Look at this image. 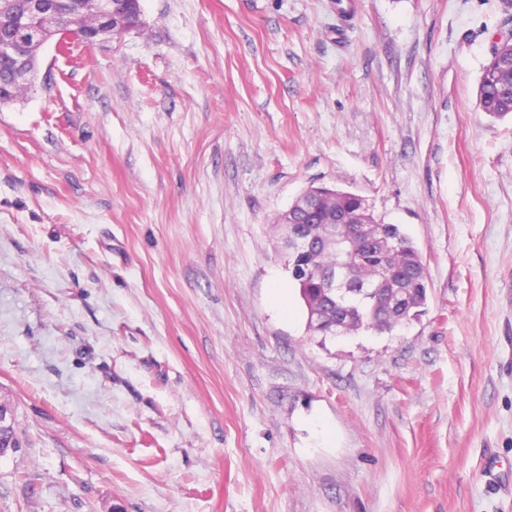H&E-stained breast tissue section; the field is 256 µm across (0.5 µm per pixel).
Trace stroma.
Listing matches in <instances>:
<instances>
[{
    "label": "stroma",
    "instance_id": "stroma-1",
    "mask_svg": "<svg viewBox=\"0 0 512 512\" xmlns=\"http://www.w3.org/2000/svg\"><path fill=\"white\" fill-rule=\"evenodd\" d=\"M141 4L0 109V512H512V8ZM312 184L410 236L422 315L307 334L273 224ZM478 105L488 116L512 118V36L495 42L491 57L483 70L478 89Z\"/></svg>",
    "mask_w": 512,
    "mask_h": 512
}]
</instances>
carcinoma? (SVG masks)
<instances>
[{"instance_id":"1","label":"carcinoma","mask_w":512,"mask_h":512,"mask_svg":"<svg viewBox=\"0 0 512 512\" xmlns=\"http://www.w3.org/2000/svg\"><path fill=\"white\" fill-rule=\"evenodd\" d=\"M126 21L144 25L141 0H125ZM478 105L488 116H512V36L495 42L483 70ZM362 200L338 188L310 187L288 210V223L304 227L310 247H294L285 239V266L307 311L323 321L322 336L336 335L333 323L349 320V332L361 329L388 333L404 322L403 311L420 313L427 300L423 256L397 224L379 222L370 208L364 216L376 235L356 238L343 250L351 223L360 220Z\"/></svg>"}]
</instances>
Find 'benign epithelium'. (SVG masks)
Segmentation results:
<instances>
[{
    "instance_id": "7a95c632",
    "label": "benign epithelium",
    "mask_w": 512,
    "mask_h": 512,
    "mask_svg": "<svg viewBox=\"0 0 512 512\" xmlns=\"http://www.w3.org/2000/svg\"><path fill=\"white\" fill-rule=\"evenodd\" d=\"M67 0H26L23 11L12 10L10 0H0V13L14 31L0 41V56L12 60L13 85L21 90L31 83V54L35 48L64 41L94 46L105 37L130 32L123 14L113 0H86V16L66 8ZM16 424L14 408L0 401V439Z\"/></svg>"
}]
</instances>
